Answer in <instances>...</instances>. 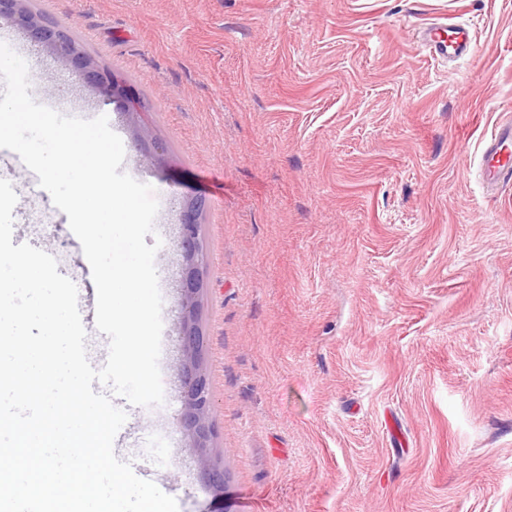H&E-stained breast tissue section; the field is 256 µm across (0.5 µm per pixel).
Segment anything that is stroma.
I'll use <instances>...</instances> for the list:
<instances>
[{"label": "stroma", "mask_w": 512, "mask_h": 512, "mask_svg": "<svg viewBox=\"0 0 512 512\" xmlns=\"http://www.w3.org/2000/svg\"><path fill=\"white\" fill-rule=\"evenodd\" d=\"M148 103L157 165L111 108L124 164L159 190L161 405L123 403L116 456L178 512H512V187L481 150L512 116V0H32ZM461 23L443 64L420 28ZM30 94L83 113L78 75L0 19ZM13 244L55 254L91 365V267L37 176L0 153ZM206 201L199 325L214 407V500L174 427L175 248ZM450 39L444 37L445 29L439 31L438 26H431L421 33V43L434 59L448 57H467L474 54L476 46L470 30L464 26H451Z\"/></svg>", "instance_id": "stroma-1"}]
</instances>
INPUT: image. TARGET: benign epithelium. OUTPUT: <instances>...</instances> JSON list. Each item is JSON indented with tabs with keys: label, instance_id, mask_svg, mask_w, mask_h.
Masks as SVG:
<instances>
[{
	"label": "benign epithelium",
	"instance_id": "1",
	"mask_svg": "<svg viewBox=\"0 0 512 512\" xmlns=\"http://www.w3.org/2000/svg\"><path fill=\"white\" fill-rule=\"evenodd\" d=\"M0 18L10 22L34 44L45 48L61 59L65 66L78 73L85 86L106 104L115 103L134 127L137 141L146 143L148 130L137 124L140 98L124 78L100 66L86 56L71 41L69 33L33 13L26 0H0ZM204 205L201 197H185L175 243L182 257L181 302L179 329L183 356L180 373L181 409L176 420L180 433L188 440L200 466L207 486L215 499L224 501V471L211 463L209 423L212 408L211 381L201 366L203 336L198 327V297L203 288L206 261L200 243V225Z\"/></svg>",
	"mask_w": 512,
	"mask_h": 512
}]
</instances>
